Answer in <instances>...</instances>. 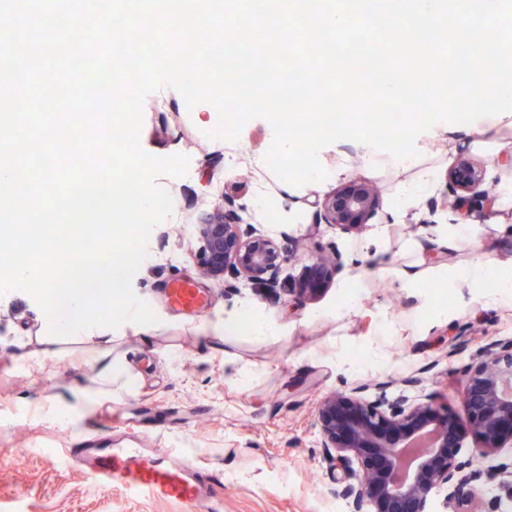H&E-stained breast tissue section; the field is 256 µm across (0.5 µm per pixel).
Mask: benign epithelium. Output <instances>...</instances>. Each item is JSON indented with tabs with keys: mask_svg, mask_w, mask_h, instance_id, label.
Segmentation results:
<instances>
[{
	"mask_svg": "<svg viewBox=\"0 0 512 512\" xmlns=\"http://www.w3.org/2000/svg\"><path fill=\"white\" fill-rule=\"evenodd\" d=\"M448 190L452 223H483L493 213L484 172L470 159L461 156L448 169ZM381 205L379 188L361 178L311 201L319 223L347 235L362 233ZM195 230L200 270L213 279L229 275L274 288L296 247L292 237L278 241L241 217L227 218L218 206ZM340 266L335 256H311L304 276L289 289L292 304L312 300ZM460 396L467 409L461 423L441 413L433 396L390 398L380 386L358 385L320 399L322 454L341 467L336 497L345 512H432L440 492L452 512H480L471 487L479 473L473 459L512 447V343L490 349L469 369ZM468 433L478 446L466 456L461 449Z\"/></svg>",
	"mask_w": 512,
	"mask_h": 512,
	"instance_id": "benign-epithelium-1",
	"label": "benign epithelium"
}]
</instances>
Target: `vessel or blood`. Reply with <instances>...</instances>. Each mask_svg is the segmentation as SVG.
<instances>
[{"label":"vessel or blood","instance_id":"b4317fda","mask_svg":"<svg viewBox=\"0 0 512 512\" xmlns=\"http://www.w3.org/2000/svg\"><path fill=\"white\" fill-rule=\"evenodd\" d=\"M170 304L201 311L206 299L199 288L179 283L167 292ZM61 460L82 470L97 486L117 487L132 498H161L207 507L222 474L205 469L189 456L172 459L169 454L141 448L92 447L81 441L62 449Z\"/></svg>","mask_w":512,"mask_h":512}]
</instances>
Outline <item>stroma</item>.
I'll return each instance as SVG.
<instances>
[{"label": "stroma", "instance_id": "1", "mask_svg": "<svg viewBox=\"0 0 512 512\" xmlns=\"http://www.w3.org/2000/svg\"><path fill=\"white\" fill-rule=\"evenodd\" d=\"M161 98L167 109L154 110ZM195 113L170 88L144 102L143 150L181 154L189 163L185 176L157 179L173 212L153 228L152 261L132 279L157 321L122 329L110 351L137 373L131 390L101 382L94 339L62 341L53 358L41 360L44 312L29 294H0V512H189L183 503L98 487L64 465L58 451L80 437L89 414L113 446L184 448L222 472L212 502L218 512H327L336 499L334 467L322 457L315 418L325 394L380 383L394 397L411 379L415 390L447 400L449 417L463 421L460 392L469 366L495 342L512 339V294L494 280L469 285L457 277L480 259L512 275V204L485 223L458 226L446 205V174L462 152L484 167L495 194L512 189V118L456 124L448 135L431 128L416 141L418 157L397 161L385 153L374 168L359 162L357 142L342 140L323 148L319 161L327 169L346 164L343 177L285 191L255 163L269 147L267 120L252 119L227 143L208 138ZM424 170L429 182L397 219L403 188ZM352 177L373 182L383 199L355 236L316 223L304 203ZM218 204L247 211L272 237L298 240L284 276H299L316 252L339 255L340 274L302 306L289 304L284 287L270 293L257 283L204 277L194 258V226ZM408 266L426 270L424 280L400 283L396 271ZM355 267L361 276L347 300L340 285ZM181 282L205 293L203 313L168 303L167 288ZM347 302L353 313L340 315ZM246 303L279 325L280 337L259 340L243 330L212 348L216 315ZM61 402L69 406L64 423L55 417ZM509 459L505 448L478 466L483 512L512 506V475L500 469Z\"/></svg>", "mask_w": 512, "mask_h": 512}]
</instances>
